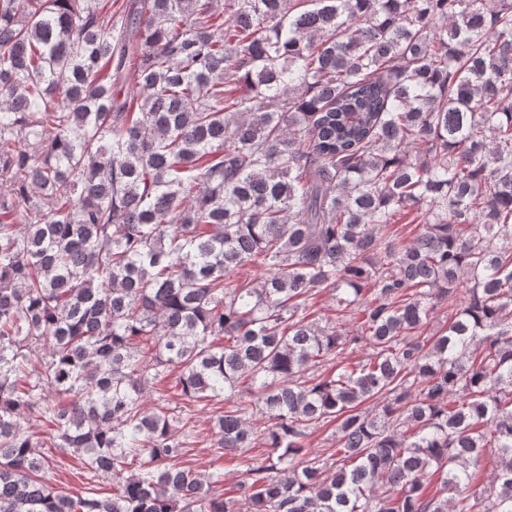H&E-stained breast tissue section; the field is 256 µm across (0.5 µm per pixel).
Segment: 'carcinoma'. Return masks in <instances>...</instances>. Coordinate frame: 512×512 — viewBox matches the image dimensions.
I'll use <instances>...</instances> for the list:
<instances>
[{
  "mask_svg": "<svg viewBox=\"0 0 512 512\" xmlns=\"http://www.w3.org/2000/svg\"><path fill=\"white\" fill-rule=\"evenodd\" d=\"M217 2L0 0V512H512V0ZM146 406L149 408L165 407L179 414L182 419L179 426L181 427L184 423L187 424L177 432V436L182 439L185 438L188 442L196 441L187 445L189 452L184 458L187 465L203 474L212 472L215 469L217 463L213 465V460L216 450L210 447V441L205 436L208 434L210 416L216 410L214 407L224 408V401L218 402V405L211 404L203 408L201 405L197 406L195 403H190L183 398L174 396L171 391L163 392L153 389L147 393ZM195 431L203 433L196 437ZM188 434L189 436L186 437ZM311 450L313 454L319 455L320 459L328 460L329 463L336 460V456H331L332 448H336V434L331 427H323L311 437ZM50 477L61 487L71 491H87L86 488L98 489L101 492H108L111 481L101 480L93 477L92 474L82 472L78 469L76 462L68 457L57 458Z\"/></svg>",
  "mask_w": 512,
  "mask_h": 512,
  "instance_id": "obj_1",
  "label": "carcinoma"
}]
</instances>
